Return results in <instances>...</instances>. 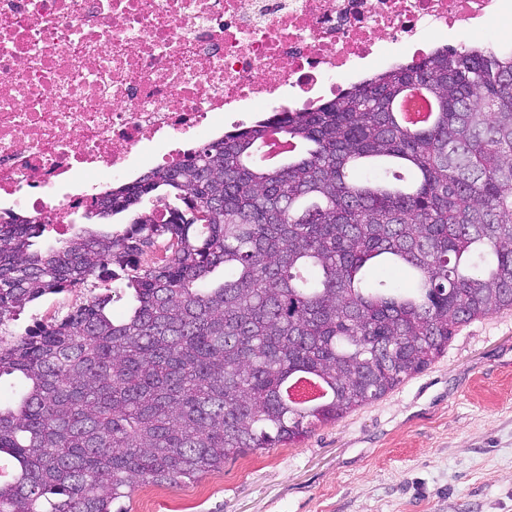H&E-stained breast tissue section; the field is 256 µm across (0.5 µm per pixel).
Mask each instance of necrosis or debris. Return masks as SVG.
I'll use <instances>...</instances> for the list:
<instances>
[{
    "instance_id": "obj_1",
    "label": "necrosis or debris",
    "mask_w": 512,
    "mask_h": 512,
    "mask_svg": "<svg viewBox=\"0 0 512 512\" xmlns=\"http://www.w3.org/2000/svg\"><path fill=\"white\" fill-rule=\"evenodd\" d=\"M512 0H0V207L72 230L230 112L308 108Z\"/></svg>"
}]
</instances>
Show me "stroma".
Returning <instances> with one entry per match:
<instances>
[{"label":"stroma","instance_id":"1","mask_svg":"<svg viewBox=\"0 0 512 512\" xmlns=\"http://www.w3.org/2000/svg\"><path fill=\"white\" fill-rule=\"evenodd\" d=\"M124 512H512V310L302 441L141 484Z\"/></svg>","mask_w":512,"mask_h":512}]
</instances>
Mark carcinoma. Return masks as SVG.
I'll list each match as a JSON object with an SVG mask.
<instances>
[{
    "instance_id": "1",
    "label": "carcinoma",
    "mask_w": 512,
    "mask_h": 512,
    "mask_svg": "<svg viewBox=\"0 0 512 512\" xmlns=\"http://www.w3.org/2000/svg\"><path fill=\"white\" fill-rule=\"evenodd\" d=\"M410 86L438 103L417 131L392 110ZM273 132L295 146L276 165L261 159ZM86 216L119 225L34 250L46 225L0 212V327L45 295L118 284L0 334V377L26 381L0 399V454L16 461L0 512H122L138 483L300 441L423 370L456 327L512 310V50L437 49L273 112ZM377 261L411 286L367 282ZM299 376L331 396L291 403Z\"/></svg>"
}]
</instances>
